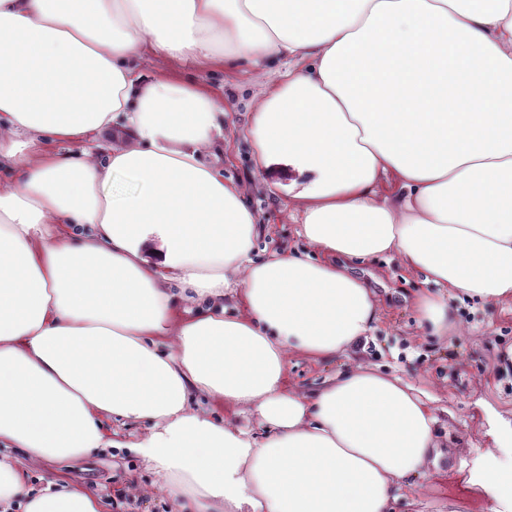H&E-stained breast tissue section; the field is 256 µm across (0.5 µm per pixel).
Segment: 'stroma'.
Returning <instances> with one entry per match:
<instances>
[{
  "label": "stroma",
  "instance_id": "stroma-1",
  "mask_svg": "<svg viewBox=\"0 0 512 512\" xmlns=\"http://www.w3.org/2000/svg\"><path fill=\"white\" fill-rule=\"evenodd\" d=\"M149 75L176 77L204 85L224 100V151L219 164L225 178L246 188L245 202L259 224L254 257L263 259L275 249L308 252L298 226L288 214V185L297 172L283 162L260 169L247 133L249 115L263 90L264 76L248 64L226 61L190 65L165 58L150 59ZM281 185L270 193L267 181ZM382 302L383 314L357 351L361 362L396 374L437 397L435 426L440 455L430 476L421 479L418 512H493L494 502L467 486L460 472L459 448L484 453L494 444L488 431V410L502 423L512 422V303L483 304L463 297L453 300L464 335H425L418 327L413 299L427 290L423 275L410 274L384 255L357 269ZM344 367L343 360L317 364L292 356L288 380L312 391ZM96 491L103 512H167L156 489V476L126 449L102 448L63 470L46 463L28 471V487L39 491L56 472Z\"/></svg>",
  "mask_w": 512,
  "mask_h": 512
}]
</instances>
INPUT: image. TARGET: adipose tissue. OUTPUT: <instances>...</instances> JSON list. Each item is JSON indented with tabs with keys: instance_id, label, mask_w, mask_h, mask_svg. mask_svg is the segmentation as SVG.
<instances>
[{
	"instance_id": "adipose-tissue-1",
	"label": "adipose tissue",
	"mask_w": 512,
	"mask_h": 512,
	"mask_svg": "<svg viewBox=\"0 0 512 512\" xmlns=\"http://www.w3.org/2000/svg\"><path fill=\"white\" fill-rule=\"evenodd\" d=\"M283 61L250 114L258 166L305 174L311 248L251 257L212 159L224 102L146 62ZM81 143L79 155L66 146ZM0 507L101 512L26 468L130 442L170 512H393L439 453L436 399L355 362L305 393L288 359L379 320L350 268L390 254L436 292L512 300V0H0ZM397 186L394 199L380 188ZM468 484L512 512V448Z\"/></svg>"
}]
</instances>
